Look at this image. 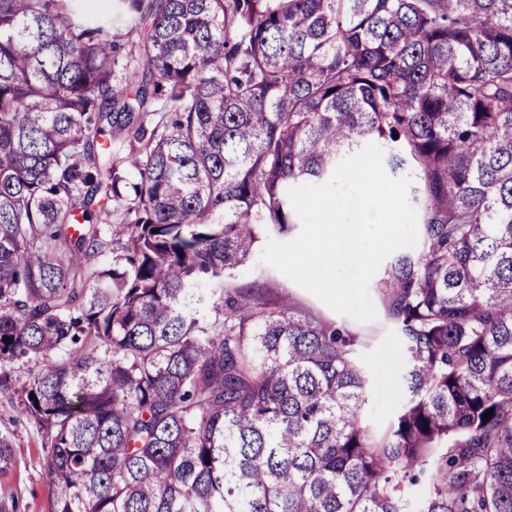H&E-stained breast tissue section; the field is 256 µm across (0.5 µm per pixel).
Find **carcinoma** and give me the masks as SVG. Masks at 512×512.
I'll use <instances>...</instances> for the list:
<instances>
[{
  "instance_id": "carcinoma-1",
  "label": "carcinoma",
  "mask_w": 512,
  "mask_h": 512,
  "mask_svg": "<svg viewBox=\"0 0 512 512\" xmlns=\"http://www.w3.org/2000/svg\"><path fill=\"white\" fill-rule=\"evenodd\" d=\"M115 2L125 53L0 0V393L51 512H512V0ZM369 143L422 226L381 437L359 338L236 282Z\"/></svg>"
}]
</instances>
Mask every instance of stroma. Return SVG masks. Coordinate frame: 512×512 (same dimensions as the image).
Wrapping results in <instances>:
<instances>
[{
  "instance_id": "stroma-1",
  "label": "stroma",
  "mask_w": 512,
  "mask_h": 512,
  "mask_svg": "<svg viewBox=\"0 0 512 512\" xmlns=\"http://www.w3.org/2000/svg\"><path fill=\"white\" fill-rule=\"evenodd\" d=\"M237 280L287 293L297 306L361 338L356 358L370 379L364 423L373 435L387 431L402 402L403 354L385 311H378L376 319L368 323L336 313L257 255L239 271ZM0 431L11 433L14 443V463L0 474V497L12 500L11 512H50L49 490L41 475L40 438L30 423L17 416L4 394H0Z\"/></svg>"
}]
</instances>
